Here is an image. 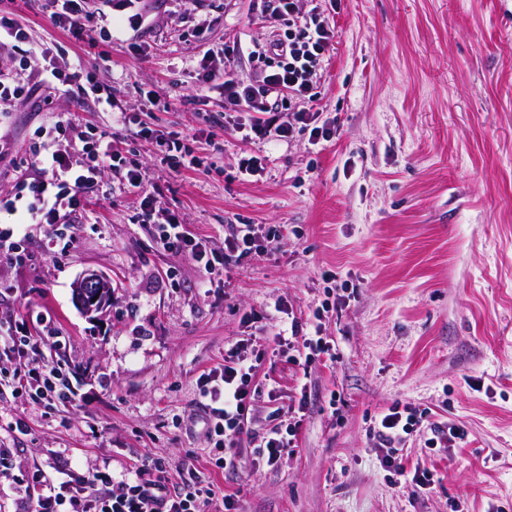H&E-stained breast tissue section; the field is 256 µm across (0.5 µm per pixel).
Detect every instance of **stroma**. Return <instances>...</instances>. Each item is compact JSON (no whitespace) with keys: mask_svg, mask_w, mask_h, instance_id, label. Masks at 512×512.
Segmentation results:
<instances>
[{"mask_svg":"<svg viewBox=\"0 0 512 512\" xmlns=\"http://www.w3.org/2000/svg\"><path fill=\"white\" fill-rule=\"evenodd\" d=\"M335 25L317 82L318 124L288 141L246 147L218 118L224 101L206 92L184 107L190 60L207 49L263 38L260 0H143L135 29L112 13V36L67 37L46 0H0L34 38L61 58L81 57L112 82L122 108L165 132L194 128L197 170L171 173L151 140L126 139L127 155L157 187L160 206L223 251L232 224L283 225L288 239L271 259L230 262L229 281L210 278L165 250L137 221L134 194L112 188L67 221L69 247L47 253L33 229L25 265L0 263V314L26 320L43 355L66 362L77 407L28 405L0 386V512H27L17 478L106 467L121 472L167 457L194 463L238 512H512V0H317ZM171 96L156 109L146 93ZM49 112L83 128H111L113 114L73 94L0 112L14 150L0 162V191L23 173ZM264 169L243 180L245 149ZM87 269L115 284L96 319L75 307ZM323 308L329 351L301 377L287 355H261L276 398L260 396L248 416L263 433L278 404L306 386L298 446L276 466L255 448L237 449L234 468L208 463L197 419V380L223 366L244 336H271L292 315ZM48 322H36L37 314ZM462 425L456 445L433 448L421 427L407 435L408 464L435 470L430 489L388 471L368 429L392 403ZM24 423L26 432L15 431Z\"/></svg>","mask_w":512,"mask_h":512,"instance_id":"stroma-1","label":"stroma"}]
</instances>
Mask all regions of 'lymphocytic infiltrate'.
Masks as SVG:
<instances>
[{"label":"lymphocytic infiltrate","instance_id":"lymphocytic-infiltrate-1","mask_svg":"<svg viewBox=\"0 0 512 512\" xmlns=\"http://www.w3.org/2000/svg\"><path fill=\"white\" fill-rule=\"evenodd\" d=\"M49 2L53 7L51 23L78 41L96 29L108 32L112 16L107 8L114 3L127 12L129 27L143 22L136 0H101V7L96 9L90 8L89 0ZM313 2L263 0L264 17L272 26L270 37L248 49L238 43L228 44L197 58L190 89L182 95L183 103L194 104L200 90H219L225 111L250 113L249 122L231 126L247 144L287 141L304 129L309 130L312 141L329 140L332 131L317 125L313 104L324 56L335 32ZM19 43L25 44L26 50L18 65L0 70V106L30 102L43 91L58 97L77 91L102 106L116 108L111 84L96 80L82 60L58 64L47 43L30 40L16 20L0 16V49ZM244 55L260 64L255 80L244 81L233 73ZM134 128L140 136L154 140L172 172L201 166V159L193 155L184 135L140 126L137 115L123 111L118 128L77 132L72 150L57 148L54 140L33 143L27 172L16 179L10 191L0 194V215L48 231L55 229L64 218L85 210L90 194L98 191L102 175L108 171L119 185L136 189L139 219L153 227L163 247L190 256L206 274H213L228 257L263 260L281 247L285 236L276 225H232L220 252L212 249L206 238L189 232L178 214L158 205L142 170L125 156L126 134ZM273 342L291 351L292 362L303 369L327 350L323 337L310 334L307 324L296 319L290 323L289 336H274ZM256 343L253 336L239 339L225 354L223 366L203 372L197 381L209 463L217 469L232 467V449L246 442L256 444L262 462L269 467L277 464L284 449L297 443L299 415L307 405L306 397L290 399L279 423L264 433L255 434L248 426V415L259 396L258 362L245 356L244 351ZM41 344L25 321L7 319L5 326H0V351L14 359L15 365L0 368V382L11 384L16 394L37 407L75 406L79 393L69 370L45 361ZM426 417V412L396 402L375 420L371 433L385 448L383 461L394 472L407 473L397 446L415 427L428 425L433 446L464 438L462 426L429 425ZM153 465L155 473L151 476L139 468L114 474L97 467L82 472L66 469L53 476L36 466L23 480L38 491L32 512H211L217 501L224 512H236L233 496L217 498L212 484L202 480L193 464L184 463L178 468L180 488L176 491L169 487L164 458H156Z\"/></svg>","mask_w":512,"mask_h":512}]
</instances>
